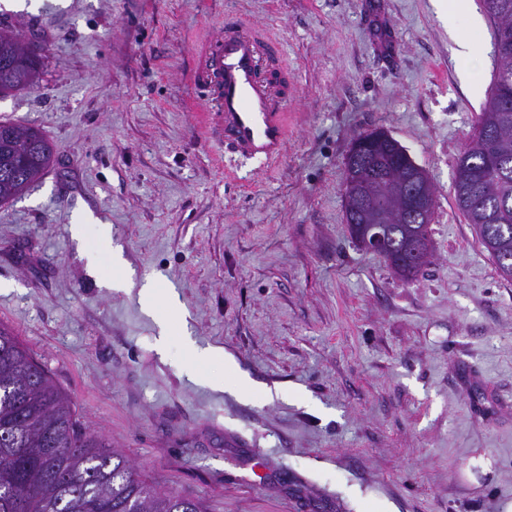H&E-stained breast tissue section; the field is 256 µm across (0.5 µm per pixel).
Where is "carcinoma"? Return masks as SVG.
Returning <instances> with one entry per match:
<instances>
[{
	"mask_svg": "<svg viewBox=\"0 0 512 512\" xmlns=\"http://www.w3.org/2000/svg\"><path fill=\"white\" fill-rule=\"evenodd\" d=\"M498 57L490 94L453 181L455 203L501 277L512 258V0H482ZM42 45L0 20V96L34 88ZM383 159L398 196L414 160L389 131L361 134ZM53 162L51 144L35 126L0 121V203L13 200ZM392 237H411L396 205L385 212ZM0 512H206L198 498L158 493L126 457L93 435L68 397L7 327L0 325Z\"/></svg>",
	"mask_w": 512,
	"mask_h": 512,
	"instance_id": "obj_1",
	"label": "carcinoma"
}]
</instances>
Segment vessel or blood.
<instances>
[{
	"instance_id": "b4317fda",
	"label": "vessel or blood",
	"mask_w": 512,
	"mask_h": 512,
	"mask_svg": "<svg viewBox=\"0 0 512 512\" xmlns=\"http://www.w3.org/2000/svg\"><path fill=\"white\" fill-rule=\"evenodd\" d=\"M196 53L205 128L216 130L243 156L278 161L289 136V76L278 40L249 29L239 14L230 13L221 36L201 40Z\"/></svg>"
}]
</instances>
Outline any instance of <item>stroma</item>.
Listing matches in <instances>:
<instances>
[{"label": "stroma", "mask_w": 512, "mask_h": 512, "mask_svg": "<svg viewBox=\"0 0 512 512\" xmlns=\"http://www.w3.org/2000/svg\"><path fill=\"white\" fill-rule=\"evenodd\" d=\"M231 9L275 34L297 85L274 165L197 120L194 46ZM0 18L44 42L0 119L56 156L0 204V324L90 432L207 512L512 501V280L452 189L495 67L478 0L450 26L433 0H0ZM376 127L438 189L414 282L344 222L345 158ZM147 281L177 310L147 307Z\"/></svg>", "instance_id": "obj_1"}]
</instances>
